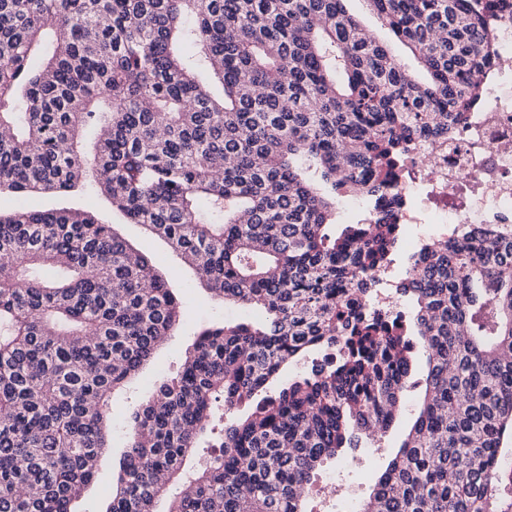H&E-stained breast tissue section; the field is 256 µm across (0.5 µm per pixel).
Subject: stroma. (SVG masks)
<instances>
[{
	"instance_id": "35a3bbf8",
	"label": "stroma",
	"mask_w": 512,
	"mask_h": 512,
	"mask_svg": "<svg viewBox=\"0 0 512 512\" xmlns=\"http://www.w3.org/2000/svg\"><path fill=\"white\" fill-rule=\"evenodd\" d=\"M360 24L377 39L389 42L402 64L415 75L423 70L415 59L383 29L366 0H350L348 4ZM25 207L37 210L83 208L97 212L104 220L118 224L121 233L135 246L164 266L171 288L177 295L183 318L181 328L167 344L144 366L126 394L112 402V446L100 457L94 481L87 487L72 508L74 512H105L107 489L118 471V463L128 444L127 417L134 405L149 398L156 380L175 372L185 351L191 348L200 327L224 319L259 322L265 317L257 308L242 309L224 306L212 299L201 287L195 272L183 265L166 244L145 232L142 226L127 223L125 217L113 211L104 200L84 191H69L47 195L0 196V210L9 212ZM426 372V355L422 348H415L411 362L412 386L406 391L400 411L385 433L363 440L360 447L341 449L336 458L327 460L315 471L314 487L305 507L307 512H342L345 499L361 502L368 499L377 477L385 470L417 415ZM334 478L342 496L336 500L325 499L322 485L326 478Z\"/></svg>"
}]
</instances>
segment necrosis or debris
Masks as SVG:
<instances>
[{
    "label": "necrosis or debris",
    "mask_w": 512,
    "mask_h": 512,
    "mask_svg": "<svg viewBox=\"0 0 512 512\" xmlns=\"http://www.w3.org/2000/svg\"><path fill=\"white\" fill-rule=\"evenodd\" d=\"M394 216L416 228L414 254L458 224L512 222V91L503 73L488 82L482 108L457 121L449 141L414 140Z\"/></svg>",
    "instance_id": "obj_1"
}]
</instances>
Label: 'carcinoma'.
Returning <instances> with one entry per match:
<instances>
[{
  "label": "carcinoma",
  "mask_w": 512,
  "mask_h": 512,
  "mask_svg": "<svg viewBox=\"0 0 512 512\" xmlns=\"http://www.w3.org/2000/svg\"><path fill=\"white\" fill-rule=\"evenodd\" d=\"M347 2L0 0V194L87 188L211 297L266 313L204 328L134 407L106 512H305L314 471L391 425L412 334L419 413L356 512H512V224L428 240L400 289L410 320L372 302L408 144L482 106L512 0H366L424 82ZM351 197L374 222L330 234ZM181 320L114 225L0 213V512H73L111 448L112 395ZM311 350L322 363L267 392ZM217 426L219 451L185 469Z\"/></svg>",
  "instance_id": "cac0c4a2"
}]
</instances>
